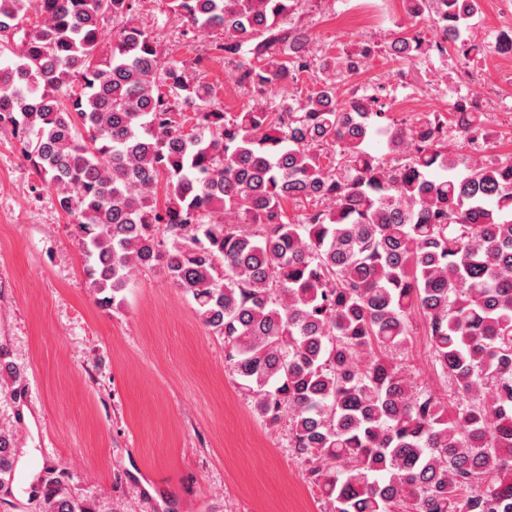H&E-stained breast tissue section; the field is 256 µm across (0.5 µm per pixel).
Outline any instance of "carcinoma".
I'll return each instance as SVG.
<instances>
[{"mask_svg": "<svg viewBox=\"0 0 512 512\" xmlns=\"http://www.w3.org/2000/svg\"><path fill=\"white\" fill-rule=\"evenodd\" d=\"M300 2L168 0L221 33L212 53L254 92L231 114L163 54L136 0H0V54L21 47L0 66V128L73 216L101 301L162 267L224 339L256 416L288 422L330 512H512V157L477 154L489 133L472 98L409 122L376 93L340 94L376 46L313 63ZM401 3L432 36L394 32L391 58L479 52L480 0ZM109 17L122 26L106 48ZM307 73L303 102L273 94ZM415 316L441 391L398 361ZM4 378L17 398L22 373L0 360ZM17 463L0 430V490ZM42 487L38 512H92L58 478Z\"/></svg>", "mask_w": 512, "mask_h": 512, "instance_id": "carcinoma-1", "label": "carcinoma"}]
</instances>
